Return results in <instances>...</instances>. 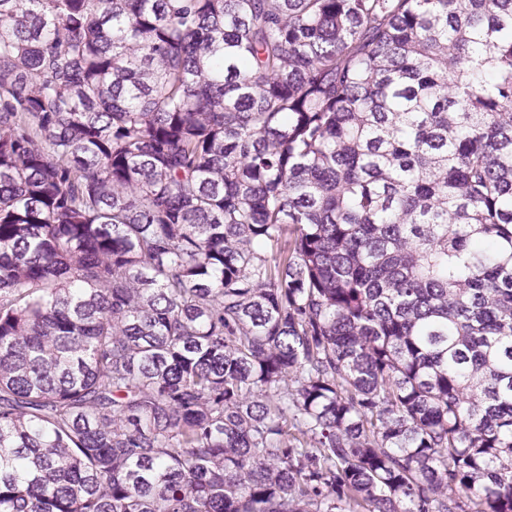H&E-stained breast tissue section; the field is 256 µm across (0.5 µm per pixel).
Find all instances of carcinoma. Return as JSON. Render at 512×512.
<instances>
[{"label":"carcinoma","mask_w":512,"mask_h":512,"mask_svg":"<svg viewBox=\"0 0 512 512\" xmlns=\"http://www.w3.org/2000/svg\"><path fill=\"white\" fill-rule=\"evenodd\" d=\"M0 512H512V0H0Z\"/></svg>","instance_id":"carcinoma-1"}]
</instances>
